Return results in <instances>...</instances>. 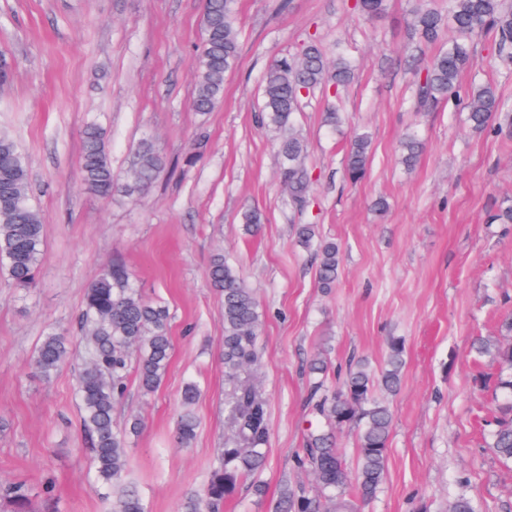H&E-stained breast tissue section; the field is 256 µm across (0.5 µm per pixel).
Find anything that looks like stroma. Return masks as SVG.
<instances>
[{
    "label": "stroma",
    "instance_id": "1",
    "mask_svg": "<svg viewBox=\"0 0 512 512\" xmlns=\"http://www.w3.org/2000/svg\"><path fill=\"white\" fill-rule=\"evenodd\" d=\"M354 0H236L241 44L214 111H193V60L202 0H0V57L11 73L0 86V132L28 161L34 201L45 217L46 247L25 292L0 271V483L29 489L32 512H112L92 486L94 468L80 429L74 374L84 360L75 318L97 270L127 266L144 294L170 312L172 358L160 387L143 396L130 380L117 421L139 416L128 456L148 512H179L200 490L224 445V306L208 278L223 253L254 291L262 312L257 381L268 401L271 435L255 495L251 479L224 512H271L285 485L312 486L295 468L312 419L304 364L320 350L332 365L367 359L381 369L390 337L405 345L399 390L380 393L394 412L384 482L363 512H448L465 494L481 512H512V468L481 438L498 364L476 358L474 339L499 336L512 313V224L490 217L512 200V152L505 137L469 131L459 104L414 111L418 69L437 46L412 52L418 0H384L365 19ZM348 57L345 93L305 95L296 127L308 145L312 186L305 209H289L277 136L258 122L266 70L296 55L307 36ZM487 36L474 42L463 86L495 84L512 107V65L493 63ZM341 106L340 127L325 112ZM107 131L112 178L124 182L140 144L167 160L134 202L89 193L81 175L82 131ZM415 132L424 148L413 167L397 151ZM368 133L371 164L350 182L343 157ZM205 143L191 147L197 135ZM385 210H376L377 200ZM264 216L259 233L242 214ZM298 224L317 225L342 260L334 288H319ZM71 336L69 358L43 377L31 357L49 331ZM201 395L192 447L170 442L180 394ZM52 484L53 497L43 487Z\"/></svg>",
    "mask_w": 512,
    "mask_h": 512
}]
</instances>
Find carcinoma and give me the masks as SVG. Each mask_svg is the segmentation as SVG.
<instances>
[{
    "mask_svg": "<svg viewBox=\"0 0 512 512\" xmlns=\"http://www.w3.org/2000/svg\"><path fill=\"white\" fill-rule=\"evenodd\" d=\"M355 8L371 19L382 12L383 0H357ZM202 24V44L194 59L193 106L197 112H210L224 93V76L239 57L234 0H204ZM445 24L453 37L415 82V108L429 109L461 95L472 132L511 131L512 113L498 88L487 83L464 92L459 78L474 62L473 40L478 35L492 37L496 61L512 64V0H448L445 12L421 7L413 16L412 37L430 43ZM353 79L348 60L338 56L334 66H329L313 38L300 54L277 61L266 72L262 122L279 133L277 155L290 209L305 207L311 184L307 144L295 127L299 100L305 91L329 83L336 89L344 88ZM370 147L365 135L355 136L349 144L345 168L351 180L365 176ZM421 149L416 136H406L400 142L403 164L413 166ZM164 167V156L146 141L137 150L126 181L116 184L105 133L95 123L83 131L82 180L94 195L109 198L119 192L136 200ZM44 232L43 216L33 203L25 158L14 139L0 133V266L6 269L12 287L27 290L33 286L45 245ZM295 235L298 245L311 252L317 262L319 286L334 287L340 268L339 245L319 237L314 224L297 225ZM208 276L224 302V381L229 385L232 436L231 442L219 449L217 465L207 483L185 499L182 512H222L224 499L235 494L241 479L265 466L270 438L268 403L250 377L261 363L259 303L223 254L214 256ZM77 325L85 348L84 362L76 374L81 428L92 453L96 488L104 497L112 498V512H146L139 492L126 486L129 436L139 432L140 419L132 416L120 427L114 408L123 399L131 375H136L145 396L154 393L166 375L172 352L168 309L145 297L125 266L114 262L102 267L87 289ZM473 347L477 355H488L500 364L497 388L504 399L488 408L483 432L495 457L504 465H512V317L502 321L500 336L478 338ZM68 353L67 336L50 331L37 347L33 365L47 378L66 361ZM404 356L403 342L393 337L379 371L361 359L336 369L321 353L310 359L307 371L314 382L308 405L326 430L308 436L296 467L312 474L315 490L286 486L273 512H361V506L376 496L385 478L394 415L375 392L379 388L390 393L399 389ZM330 373L336 380L333 390L325 388ZM199 396V386L186 383L174 435L179 448L191 447L196 438L193 406ZM346 427L357 431L353 469L338 445L337 433ZM0 498L23 508L28 494L24 485L11 483L0 485Z\"/></svg>",
    "mask_w": 512,
    "mask_h": 512,
    "instance_id": "cac0c4a2",
    "label": "carcinoma"
}]
</instances>
